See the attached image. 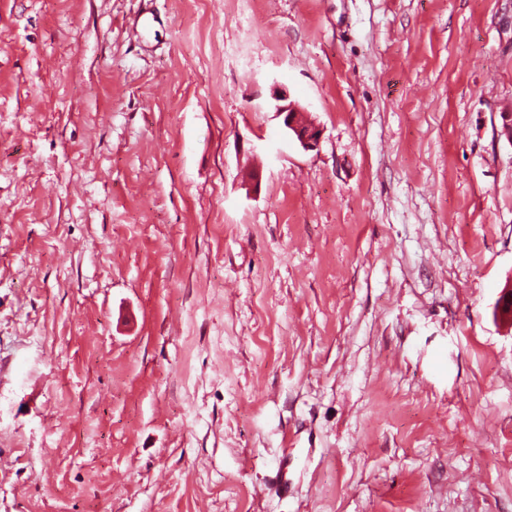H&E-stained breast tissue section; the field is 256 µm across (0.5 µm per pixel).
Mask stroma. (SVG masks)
<instances>
[{
  "mask_svg": "<svg viewBox=\"0 0 512 512\" xmlns=\"http://www.w3.org/2000/svg\"><path fill=\"white\" fill-rule=\"evenodd\" d=\"M510 114L512 0H0V512H512ZM270 109L280 119L282 132L306 151L316 149L322 137V129L311 121L303 118V111L289 100L285 88L275 86L272 90Z\"/></svg>",
  "mask_w": 512,
  "mask_h": 512,
  "instance_id": "stroma-1",
  "label": "stroma"
}]
</instances>
